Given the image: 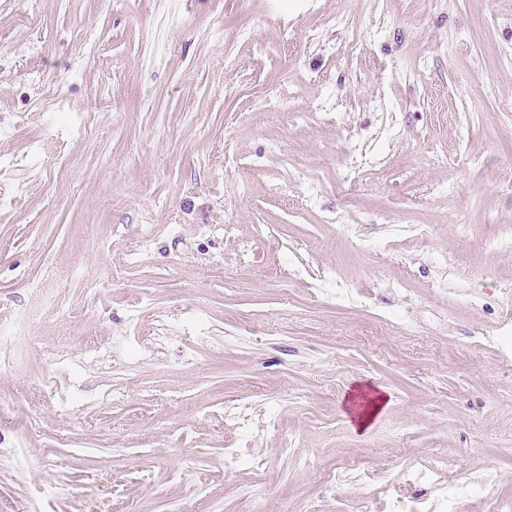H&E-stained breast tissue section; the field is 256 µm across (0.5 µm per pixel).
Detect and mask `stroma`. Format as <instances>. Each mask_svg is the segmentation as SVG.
Listing matches in <instances>:
<instances>
[{
  "mask_svg": "<svg viewBox=\"0 0 512 512\" xmlns=\"http://www.w3.org/2000/svg\"><path fill=\"white\" fill-rule=\"evenodd\" d=\"M511 228L512 0H0V512L512 498ZM361 396L364 399H367V405L365 410L353 413L354 409L349 408V413L352 414L353 422L360 428H365L372 420L374 415L378 412V410L382 407L385 402V396L383 394L377 395L373 398H368L364 392L359 394H352L350 396V401L354 403V397ZM355 404V403H354ZM256 402L249 398H239L236 403L224 406V421L240 429L242 435L252 432L253 413ZM413 476L416 481L428 482L433 486V496L419 507L420 512H459L461 492L448 493V485L435 479L434 470H420Z\"/></svg>",
  "mask_w": 512,
  "mask_h": 512,
  "instance_id": "1",
  "label": "stroma"
}]
</instances>
